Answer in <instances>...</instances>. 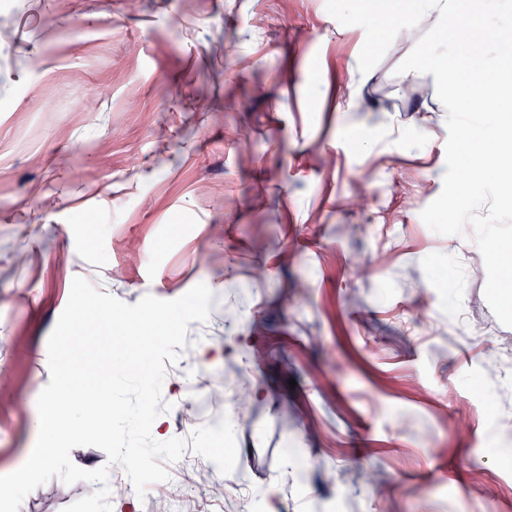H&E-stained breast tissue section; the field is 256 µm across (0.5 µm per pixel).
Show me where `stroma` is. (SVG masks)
Segmentation results:
<instances>
[{
	"label": "stroma",
	"mask_w": 512,
	"mask_h": 512,
	"mask_svg": "<svg viewBox=\"0 0 512 512\" xmlns=\"http://www.w3.org/2000/svg\"><path fill=\"white\" fill-rule=\"evenodd\" d=\"M363 44L326 0H0V475L75 277L129 304L203 283L163 399L203 419L197 369L248 380L222 413L259 512H512V378L485 371L512 327L473 227L420 217L447 115L433 75L397 74L407 41L367 78ZM85 495L55 477L19 512Z\"/></svg>",
	"instance_id": "obj_1"
}]
</instances>
